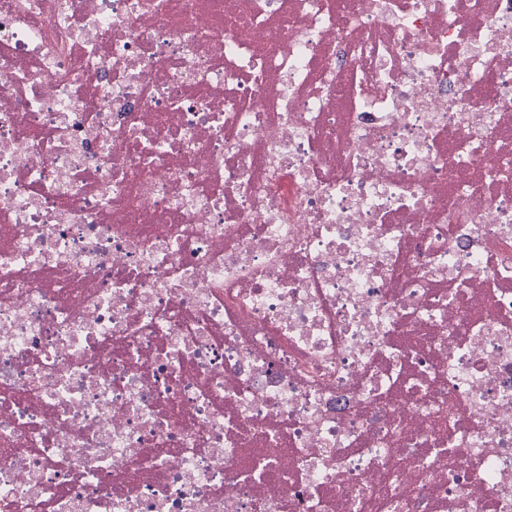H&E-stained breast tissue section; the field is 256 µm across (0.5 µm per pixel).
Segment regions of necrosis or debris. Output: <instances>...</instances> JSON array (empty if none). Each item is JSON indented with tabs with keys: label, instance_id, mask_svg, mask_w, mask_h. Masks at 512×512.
<instances>
[{
	"label": "necrosis or debris",
	"instance_id": "necrosis-or-debris-1",
	"mask_svg": "<svg viewBox=\"0 0 512 512\" xmlns=\"http://www.w3.org/2000/svg\"><path fill=\"white\" fill-rule=\"evenodd\" d=\"M0 512H512V0H0Z\"/></svg>",
	"mask_w": 512,
	"mask_h": 512
}]
</instances>
